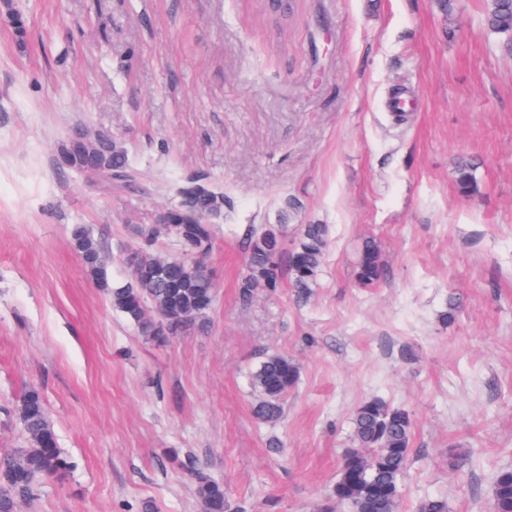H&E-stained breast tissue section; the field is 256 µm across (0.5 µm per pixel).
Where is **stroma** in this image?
<instances>
[{"instance_id":"35a3bbf8","label":"stroma","mask_w":512,"mask_h":512,"mask_svg":"<svg viewBox=\"0 0 512 512\" xmlns=\"http://www.w3.org/2000/svg\"><path fill=\"white\" fill-rule=\"evenodd\" d=\"M489 5L297 0L278 22L262 0H0V451L21 446L35 388L72 463L20 512H199L194 461L229 512H322L372 398L414 418L400 512L428 496L492 512L512 470V36ZM78 130L110 131L141 192L62 167ZM198 176L224 194L202 259L216 301L206 329L159 346L69 228L123 279L130 227ZM281 222L290 240L329 227L311 296L284 282L242 300L243 239ZM369 237L386 268L365 287ZM273 352L300 377L271 427L251 376Z\"/></svg>"}]
</instances>
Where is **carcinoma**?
<instances>
[{"mask_svg":"<svg viewBox=\"0 0 512 512\" xmlns=\"http://www.w3.org/2000/svg\"><path fill=\"white\" fill-rule=\"evenodd\" d=\"M485 22L497 33L512 34V0H491ZM61 154L67 167L102 182L128 187L135 183L125 151L108 133H97L88 144L71 140ZM473 169L474 164L466 160L457 166V182L464 191L472 187ZM178 194V204L165 210L160 223L132 227L137 247L127 264V277L119 282L110 279L109 254L87 228L76 224L70 230L71 244L85 271L107 290L112 307L159 345L190 326L205 329L214 302L213 283L197 258L212 248L214 225L207 217L224 209V194L199 179L185 182ZM282 231L281 224H262L248 234L244 242L247 271L238 284L243 298H251L258 288H277L285 273L297 299L310 295L325 260L328 225H303L288 251L283 248ZM169 236L177 238L181 255L157 253V243ZM384 271L381 245L374 239L365 241L356 270L358 283L372 285ZM299 374L298 365L287 355H266L252 373L256 420L268 425L280 421ZM15 417L25 445L0 453V512H16L20 503L34 499L41 483L60 481L70 469L39 390L29 389L21 396ZM412 431L408 410L378 398L364 401L353 418V448L342 457L333 499L324 512H399ZM191 473L197 483L200 512H227L224 484L198 469ZM416 512H448V502L426 497ZM492 512H512V470L500 471L495 479Z\"/></svg>","mask_w":512,"mask_h":512,"instance_id":"obj_1","label":"carcinoma"}]
</instances>
